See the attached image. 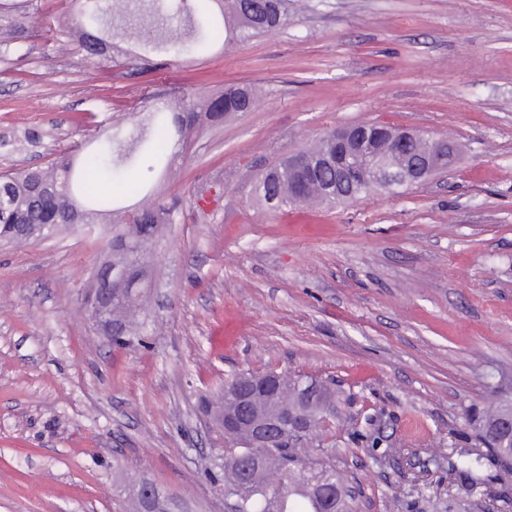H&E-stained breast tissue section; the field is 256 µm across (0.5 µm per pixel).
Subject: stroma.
Here are the masks:
<instances>
[{
  "mask_svg": "<svg viewBox=\"0 0 512 512\" xmlns=\"http://www.w3.org/2000/svg\"><path fill=\"white\" fill-rule=\"evenodd\" d=\"M75 8L0 9V170L129 130L173 85L251 83L260 103L203 128L160 183L179 211L140 341L112 345L82 310L111 225L0 245V512H127L135 474L183 512H228L214 477L238 447L205 404L271 369L334 390L303 446L356 512H496L499 486L465 491L448 464L474 447L470 415L512 403V0H288L287 26L143 75L135 46L90 60L69 42L54 17ZM357 123L458 159L398 195L257 201L267 168Z\"/></svg>",
  "mask_w": 512,
  "mask_h": 512,
  "instance_id": "35a3bbf8",
  "label": "stroma"
}]
</instances>
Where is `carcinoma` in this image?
I'll use <instances>...</instances> for the list:
<instances>
[{
  "label": "carcinoma",
  "instance_id": "1",
  "mask_svg": "<svg viewBox=\"0 0 512 512\" xmlns=\"http://www.w3.org/2000/svg\"><path fill=\"white\" fill-rule=\"evenodd\" d=\"M81 24L74 31L80 49L91 59L105 56L112 40L150 42L159 39L171 54V61L192 51L201 53L219 40L243 43L271 26L288 24L286 0H78ZM116 24L117 32L106 33V20ZM258 105L257 91L248 84H229L214 93L188 88H171L147 100L149 122L131 131L106 138L95 151L75 149L44 166L22 167L0 172V233L7 234L12 224L41 226L35 237L51 236L59 224H96L112 215V237L105 248L119 259L137 263L147 258L152 234L159 224H172L175 207L159 201L155 194H144L141 201L121 209L114 199L102 195L95 186L96 174L108 169L119 175L128 164H147L154 172L152 158L190 157L192 139L202 124L219 126L224 118L238 112H251ZM439 148L437 142L421 137L402 147L401 152L419 158ZM335 150L334 132H329L313 149L298 153L301 164L314 168L315 177L301 195L295 192V176L284 159L267 169L255 187L256 197L274 210L302 205L309 200L335 206L365 199L385 187L368 175L353 183H337L336 168L322 167L317 157ZM138 304L124 293L112 294V322L120 326L112 340L129 344L138 335L135 318ZM234 381L224 383L216 401V413L232 414L237 408ZM512 414V404L487 409L475 421L476 440L481 448L469 452L466 462L469 483H504L512 473V441L496 447L490 432L498 429L503 416ZM302 437L290 433L268 448H248L255 457L249 482L240 483L239 463L224 462V497L235 500L237 512H352V496L345 478L335 466L308 458L301 448ZM495 467V473L482 474V460ZM283 470L278 490L267 485L265 468Z\"/></svg>",
  "mask_w": 512,
  "mask_h": 512
}]
</instances>
